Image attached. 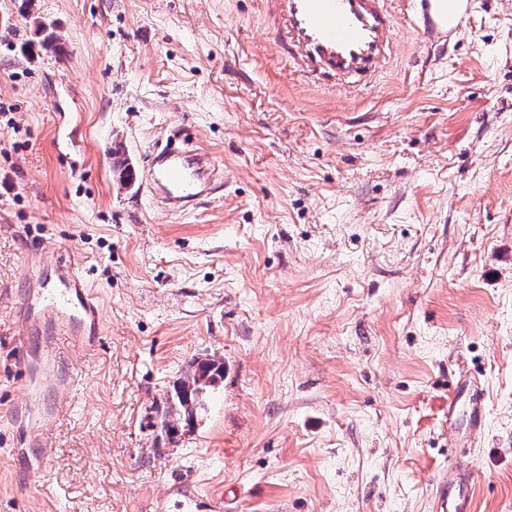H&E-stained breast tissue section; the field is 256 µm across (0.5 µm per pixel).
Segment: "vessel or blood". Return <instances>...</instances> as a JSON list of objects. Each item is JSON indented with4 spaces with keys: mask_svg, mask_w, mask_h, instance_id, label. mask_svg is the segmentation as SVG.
Listing matches in <instances>:
<instances>
[{
    "mask_svg": "<svg viewBox=\"0 0 512 512\" xmlns=\"http://www.w3.org/2000/svg\"><path fill=\"white\" fill-rule=\"evenodd\" d=\"M281 28L278 42L315 76L367 78L391 54L396 18L388 0H272ZM142 179L147 190L167 209L184 211L217 188L218 173L200 148L172 142L153 145L144 155ZM57 283L40 288L41 304L25 300L24 335L38 332L45 321L82 336L100 322L92 290L75 264L57 263ZM486 391L478 378L461 372L448 401V418L464 416L456 433L461 447H471L486 424ZM475 475L457 465L438 472L430 494L432 512H473Z\"/></svg>",
    "mask_w": 512,
    "mask_h": 512,
    "instance_id": "vessel-or-blood-1",
    "label": "vessel or blood"
}]
</instances>
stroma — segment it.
I'll list each match as a JSON object with an SVG mask.
<instances>
[{
  "mask_svg": "<svg viewBox=\"0 0 512 512\" xmlns=\"http://www.w3.org/2000/svg\"><path fill=\"white\" fill-rule=\"evenodd\" d=\"M468 2L445 41L398 0L390 62L347 90L302 77L263 0H0V512H209L220 487L224 512H430L457 463L474 512H512V0ZM40 21L54 48L21 54ZM178 130L224 172L188 213L139 179ZM43 251L98 294L93 345L19 334ZM223 377V358L212 355L210 358L199 362L194 370L187 372L183 379L174 387V395L171 396L173 404H169V407L165 411L162 425H166L168 430H172L175 427L172 423L175 421L183 423L181 420H184L187 424H191L193 422V405L197 403V415L199 411L203 409L197 392L200 389L208 388L206 386L202 387L200 381L209 380L210 383L216 384L218 379L220 380ZM167 417H170L173 421H170ZM486 390L480 380L467 371L460 372L459 378L448 401V424L454 431V438L462 448H470L475 439L484 432L486 424ZM460 404L464 406L465 431L455 426Z\"/></svg>",
  "mask_w": 512,
  "mask_h": 512,
  "instance_id": "1",
  "label": "stroma"
}]
</instances>
